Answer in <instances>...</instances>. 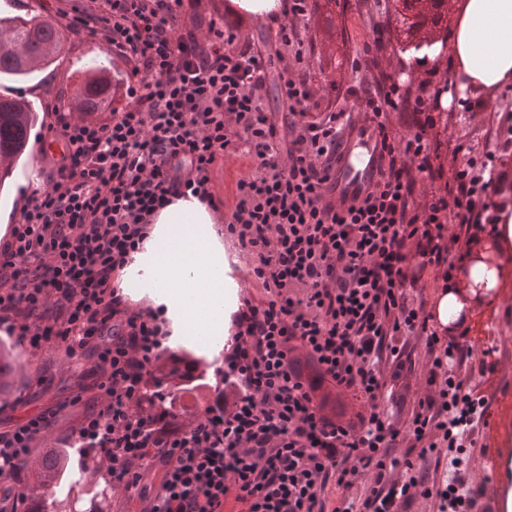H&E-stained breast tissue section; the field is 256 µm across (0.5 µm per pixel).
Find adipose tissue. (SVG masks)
Returning a JSON list of instances; mask_svg holds the SVG:
<instances>
[{"instance_id": "ef3b65f1", "label": "adipose tissue", "mask_w": 512, "mask_h": 512, "mask_svg": "<svg viewBox=\"0 0 512 512\" xmlns=\"http://www.w3.org/2000/svg\"><path fill=\"white\" fill-rule=\"evenodd\" d=\"M444 52L455 88L488 96L512 88V0H459L447 45L422 48L413 65ZM119 286L123 296L146 293L162 307L173 342L225 335L233 304L224 298V246L212 211L192 196L160 209Z\"/></svg>"}]
</instances>
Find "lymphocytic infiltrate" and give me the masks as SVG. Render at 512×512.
Segmentation results:
<instances>
[{"mask_svg":"<svg viewBox=\"0 0 512 512\" xmlns=\"http://www.w3.org/2000/svg\"><path fill=\"white\" fill-rule=\"evenodd\" d=\"M309 9L308 0H288L274 51L215 22L198 38L185 28L183 0H100L57 14L127 62L126 104L105 118L51 107L47 133L64 151L49 157L46 185L26 196L0 248V325L33 349L61 342L67 358L92 361L97 404L64 445L94 459L113 488L138 490L143 512H224L231 498L247 512H396L418 496L434 498L437 512H474L482 495L466 477L467 443L489 405L453 366L471 343L448 342L433 358L437 391L412 419L420 458L447 449L452 480L430 482L425 470L395 478L399 431L378 398L383 363L404 354L394 336L439 341L407 302L405 249L419 269L448 277V222L497 223L484 200L499 188V154L512 150V115L495 151L470 159L424 209L414 206L411 173L431 155L422 127L398 142L383 136L373 191L336 208L324 195L340 116L308 121L312 94L300 70L296 23ZM272 68L291 116L284 132L264 105ZM242 144L252 172L228 212L213 174ZM187 194L222 215L269 298L244 300L233 314L223 390L203 413L174 420L143 401L149 370L170 357L162 314L130 308L112 281L153 214ZM327 383L337 396L362 395L366 409L349 420L328 414L318 398ZM57 420L44 412L0 430V512L25 502L31 450ZM365 474L371 485L357 504L348 494ZM330 485L343 492L334 506Z\"/></svg>","mask_w":512,"mask_h":512,"instance_id":"obj_1","label":"lymphocytic infiltrate"}]
</instances>
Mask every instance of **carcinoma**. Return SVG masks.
Listing matches in <instances>:
<instances>
[{"instance_id": "cac0c4a2", "label": "carcinoma", "mask_w": 512, "mask_h": 512, "mask_svg": "<svg viewBox=\"0 0 512 512\" xmlns=\"http://www.w3.org/2000/svg\"><path fill=\"white\" fill-rule=\"evenodd\" d=\"M409 11L403 24L407 32L438 27L444 19L440 0L432 6L424 0H403ZM69 39V30L41 15L29 17H0V75L26 76L50 64ZM112 104V76L103 66L85 72L72 92V112L89 116ZM36 119V108L21 98L0 95V182L11 172L13 165L25 152ZM207 371L201 363L184 359L180 377H164L157 370L150 371L151 385L145 396L153 399L165 397L168 407L183 415L199 411V390L207 386ZM38 486L32 496L46 502V497L56 493L61 475L71 473L67 455L53 450L44 454L38 467Z\"/></svg>"}]
</instances>
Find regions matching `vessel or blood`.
Listing matches in <instances>:
<instances>
[{"label": "vessel or blood", "mask_w": 512, "mask_h": 512, "mask_svg": "<svg viewBox=\"0 0 512 512\" xmlns=\"http://www.w3.org/2000/svg\"><path fill=\"white\" fill-rule=\"evenodd\" d=\"M382 152L376 122L365 113H353L341 134V147L327 184L328 197L346 208L369 194L379 176Z\"/></svg>", "instance_id": "obj_1"}]
</instances>
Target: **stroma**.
Here are the masks:
<instances>
[{"instance_id": "35a3bbf8", "label": "stroma", "mask_w": 512, "mask_h": 512, "mask_svg": "<svg viewBox=\"0 0 512 512\" xmlns=\"http://www.w3.org/2000/svg\"><path fill=\"white\" fill-rule=\"evenodd\" d=\"M204 23L196 27V35L206 33L208 21L230 17L241 36L260 46L275 44L270 21L236 12L232 0H203ZM401 0H336L335 9H311L298 23L305 54L301 65L312 92L310 120L317 121L330 112H354L362 107L355 94L363 82L381 74L395 75L409 97L433 101L446 98L450 84L449 60L439 57L422 70L407 63L402 31ZM373 43L369 68L355 69L354 61L363 53L366 43ZM100 61L112 73L116 85H123L127 66L112 55L100 40L70 36L64 50L49 67L23 78H0V95L21 97L39 111L31 132L30 149L10 177L9 188L0 190V210L19 214L24 198L32 189L45 186L49 170L45 153L61 151V141L48 138L49 122L44 107L54 103L69 110L75 84L92 61ZM507 107L502 96L475 94L450 105L447 111L431 109L421 113L425 126L437 147L430 163L432 174H419L415 189L417 206L430 203L438 187L453 183L470 156L494 150L492 130L498 116ZM247 154L226 156L214 173V181L225 208H232L241 179L251 171ZM472 336L481 340L472 356L455 364V370L467 384L480 392L489 404L485 425L473 432V445L468 450V476L477 481L493 468L492 450L512 449V273L491 305L475 309L471 323ZM0 342L12 352L13 370L10 387L0 393V429L5 430L19 420L43 411L58 410L57 424L39 443L40 451L60 447L62 436L75 425L79 414L96 398L91 364L86 360H70L64 347L33 350L7 335L0 328ZM492 348L494 372L482 371L480 360L485 348ZM409 359L404 368L388 367L380 409L400 429V450L414 443L408 423L420 399L431 394L426 383V366L432 358L426 337L407 339ZM73 468L86 469L89 478L77 491L60 487L49 504V512H140L142 503L137 491L120 493L110 490L109 480L98 473L93 462L72 454Z\"/></svg>"}]
</instances>
